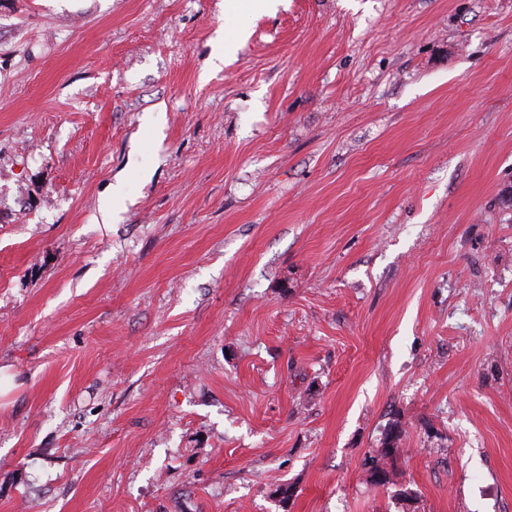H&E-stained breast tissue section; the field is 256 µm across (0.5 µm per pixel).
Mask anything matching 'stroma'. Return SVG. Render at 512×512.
<instances>
[{
  "label": "stroma",
  "mask_w": 512,
  "mask_h": 512,
  "mask_svg": "<svg viewBox=\"0 0 512 512\" xmlns=\"http://www.w3.org/2000/svg\"><path fill=\"white\" fill-rule=\"evenodd\" d=\"M0 366V512H512V0H0Z\"/></svg>",
  "instance_id": "obj_1"
}]
</instances>
